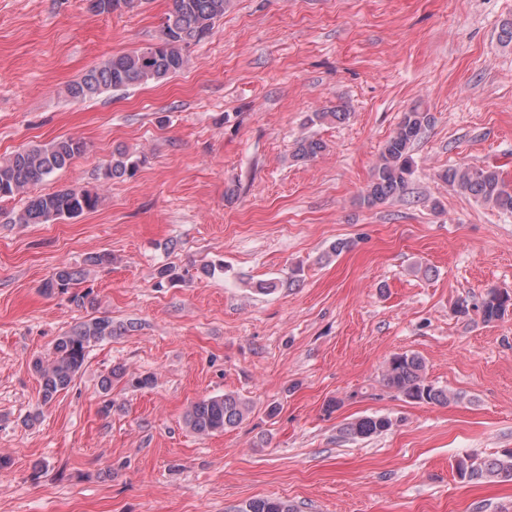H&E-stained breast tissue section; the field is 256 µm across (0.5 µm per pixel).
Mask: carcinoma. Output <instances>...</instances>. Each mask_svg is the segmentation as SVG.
Instances as JSON below:
<instances>
[{
    "label": "carcinoma",
    "mask_w": 512,
    "mask_h": 512,
    "mask_svg": "<svg viewBox=\"0 0 512 512\" xmlns=\"http://www.w3.org/2000/svg\"><path fill=\"white\" fill-rule=\"evenodd\" d=\"M87 2L88 11L95 15H109L136 6V0ZM226 5L227 0H172V9L166 15L155 42L106 59L87 71L80 80L67 85V96L76 101H86L109 89L158 85L168 81L187 65L189 48L213 33L216 23L224 17ZM426 124L428 117L424 112L413 109L404 114L373 168L364 196L368 205L404 195L414 174L413 146ZM86 149V142L80 138L57 137L1 157L0 200L28 193L31 187L48 181L70 166ZM323 150L321 140L305 137L297 141L293 157L304 161L316 157ZM145 162V156L118 148L104 167L103 177L107 180L131 177ZM442 178L461 194L487 204L502 214L512 215V183L503 178L497 168L465 164L447 169ZM99 206L98 194L77 187H65L27 197L22 208L11 213L8 223L50 224L94 212ZM81 279V272L63 267L43 282L40 291L45 296L67 294L71 302L82 306L89 293L76 291ZM511 306L512 297H504L492 289L478 304L461 301L456 313L467 316L473 310L481 315L483 321L490 323L503 318ZM116 333L111 318L98 317L57 337L48 357L38 359L33 364L42 402H51L58 393L70 386L84 365L92 344ZM383 380L388 388L410 401L446 404L449 400L447 390L427 380L424 361L415 353L393 355ZM249 410L248 403L233 394L211 396L191 404L185 414V423L192 431L202 435L222 433L241 424ZM391 426L392 421L387 416H364L347 424L343 432L353 439L364 440L382 434ZM467 459L471 460L470 470L466 474L468 481L486 478L512 481L511 449L491 460L471 455ZM241 512H294V509L280 499L259 498L247 503Z\"/></svg>",
    "instance_id": "1"
}]
</instances>
